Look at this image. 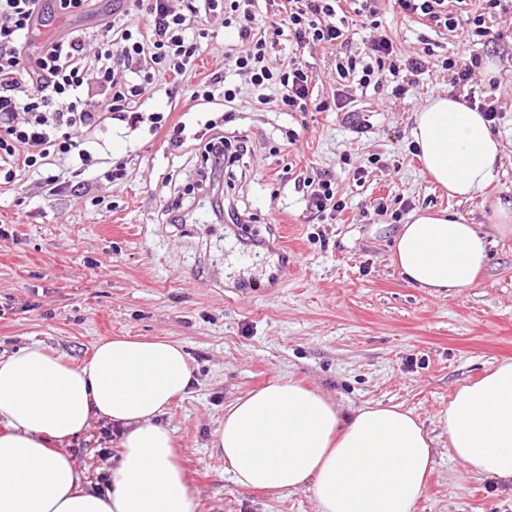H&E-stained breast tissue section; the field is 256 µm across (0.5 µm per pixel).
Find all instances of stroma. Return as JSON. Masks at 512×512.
I'll list each match as a JSON object with an SVG mask.
<instances>
[{
	"instance_id": "obj_1",
	"label": "stroma",
	"mask_w": 512,
	"mask_h": 512,
	"mask_svg": "<svg viewBox=\"0 0 512 512\" xmlns=\"http://www.w3.org/2000/svg\"><path fill=\"white\" fill-rule=\"evenodd\" d=\"M111 10L112 0H95L81 17L48 11L34 40L92 32ZM484 19L488 36L466 41L404 16L393 0H378L372 22L349 14L348 43L300 53L315 94H341V110L248 104L254 89L232 73L245 104L190 108L182 92L160 87L142 107L169 112L159 132L117 119L73 130L98 160L91 170L56 159L0 185V360L39 346L81 366L104 337L180 343L193 383L162 421L174 432L195 512H318L312 491L236 484L210 446L232 401L288 376L345 415L371 403L414 412L436 439L414 512H512V482L466 474L437 425L459 385L512 360V233L492 224L487 204L512 200V9L486 10ZM381 36L403 55L425 56L424 68L385 71L367 85L338 77V60L364 58ZM473 57L482 65L470 93L498 100L491 128L503 153L489 186L460 202L425 172L412 114L434 93H455L444 59ZM177 123L179 148L171 143ZM211 124L250 145L219 197L198 185ZM118 163L124 179L107 182L106 166ZM48 174L63 176L65 187L50 191ZM317 176L335 184L342 212L310 213L302 181ZM174 203L185 218L170 224L163 211ZM428 208L459 212L488 242L476 280L440 296L408 284L393 262L399 226ZM107 426L92 419L63 447L99 491L120 460V436Z\"/></svg>"
}]
</instances>
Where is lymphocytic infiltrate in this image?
Listing matches in <instances>:
<instances>
[{
  "label": "lymphocytic infiltrate",
  "mask_w": 512,
  "mask_h": 512,
  "mask_svg": "<svg viewBox=\"0 0 512 512\" xmlns=\"http://www.w3.org/2000/svg\"><path fill=\"white\" fill-rule=\"evenodd\" d=\"M47 0H0V178L12 182L19 168L47 165L50 157L68 158L88 169L91 154L73 140L74 129L115 118L133 123L149 121L161 129L164 113L143 115L142 99L148 88L165 84L167 77L193 71L207 33L201 24L221 19L234 29V46L210 78L193 85L189 98L196 105L234 106L237 89L226 83L228 71L248 77L258 88L257 103L267 104V89L277 92L284 112H327L331 101L314 94V78L297 57L273 62L268 37L288 36L297 47L348 43L342 0H277L271 35L255 33V0H132L138 20L117 23L102 18L91 35L72 31L32 46L30 38ZM405 16L427 19L435 26L461 30L464 37L487 36L484 19L469 14L467 0H395ZM371 64L356 59L337 64L338 74L360 71V83H371L376 69L399 72L401 66L418 71L419 58L402 59L393 42L374 40ZM250 149L246 137L230 138L213 132L205 144L209 161L201 174L206 187L215 189L229 166Z\"/></svg>",
  "instance_id": "lymphocytic-infiltrate-1"
}]
</instances>
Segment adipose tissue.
Segmentation results:
<instances>
[{"instance_id":"ef3b65f1","label":"adipose tissue","mask_w":512,"mask_h":512,"mask_svg":"<svg viewBox=\"0 0 512 512\" xmlns=\"http://www.w3.org/2000/svg\"><path fill=\"white\" fill-rule=\"evenodd\" d=\"M412 120L420 158L449 196L467 199L490 183L502 145L482 112L444 92ZM394 242L407 282L436 294L468 287L488 260L484 235L445 210L412 213ZM191 383L183 347L165 340L105 337L80 367L39 346L0 361V512H194L173 434L160 421ZM95 417L124 430L102 493L59 450ZM437 422L469 475L512 481V362L459 386ZM435 445L402 405L345 418L290 379L232 402L211 441L239 485L311 490L319 512H413Z\"/></svg>"}]
</instances>
